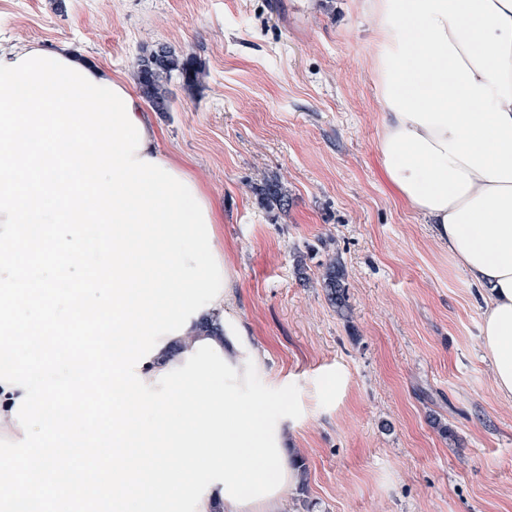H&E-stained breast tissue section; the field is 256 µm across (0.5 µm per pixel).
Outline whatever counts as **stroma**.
<instances>
[{
  "instance_id": "obj_1",
  "label": "stroma",
  "mask_w": 512,
  "mask_h": 512,
  "mask_svg": "<svg viewBox=\"0 0 512 512\" xmlns=\"http://www.w3.org/2000/svg\"><path fill=\"white\" fill-rule=\"evenodd\" d=\"M2 38L69 42L131 88L156 45L199 62L151 119L223 215L216 245L268 386L299 389L303 471L283 512H512V400L467 275L383 175L359 0H0ZM270 181L287 208L263 199ZM333 255L347 319L323 288Z\"/></svg>"
}]
</instances>
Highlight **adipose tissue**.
<instances>
[{
  "mask_svg": "<svg viewBox=\"0 0 512 512\" xmlns=\"http://www.w3.org/2000/svg\"><path fill=\"white\" fill-rule=\"evenodd\" d=\"M381 87L384 175L478 288L482 347L497 393L512 399V0H364ZM221 295L184 334L164 336L145 382L212 339L244 375ZM210 486L196 512H281L282 493L246 505Z\"/></svg>",
  "mask_w": 512,
  "mask_h": 512,
  "instance_id": "ef3b65f1",
  "label": "adipose tissue"
}]
</instances>
